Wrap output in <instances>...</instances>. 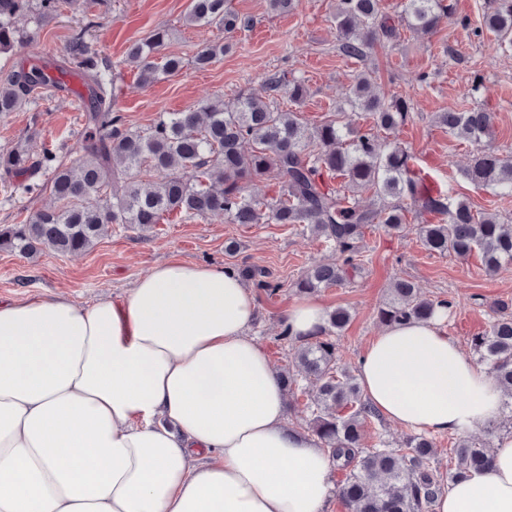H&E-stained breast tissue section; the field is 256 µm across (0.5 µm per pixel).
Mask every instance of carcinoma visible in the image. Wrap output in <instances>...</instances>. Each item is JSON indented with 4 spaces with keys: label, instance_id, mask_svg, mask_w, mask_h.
<instances>
[{
    "label": "carcinoma",
    "instance_id": "carcinoma-1",
    "mask_svg": "<svg viewBox=\"0 0 512 512\" xmlns=\"http://www.w3.org/2000/svg\"><path fill=\"white\" fill-rule=\"evenodd\" d=\"M76 0H0V53L26 37L17 19L31 11L37 19H53ZM400 21L412 32H435L453 6L445 0H400ZM186 20L214 26L225 35L248 27L227 0H191ZM340 53L362 61L374 43L389 37L394 28L384 13L382 0H337L334 15ZM87 27L74 32L61 72L78 74L88 88L89 112L81 154L65 164L51 151L33 159L29 150L16 146L0 152V174L27 177L18 186L27 192L49 189L60 202L41 209L17 224H0V251L36 256L45 252L69 254L92 249L108 224L135 225L150 231L171 214L222 217L230 224H288L309 230L333 245L338 257L307 270L296 283L298 292L315 294L343 283L359 268L360 243L375 224L398 231L406 213L444 215L439 224H421L420 239L433 253L468 257L478 253L491 274L512 260V225L487 213H476L469 203L450 202L426 184L412 154L397 143L380 145L378 136L361 132L336 119L309 126L300 113L280 108V99L298 103L305 84L293 73L280 70L267 75L260 89L239 91L235 104L220 99L185 112H162L146 133L128 128L113 110L115 84L112 62L100 57L87 41ZM482 28L504 45H512V0H488ZM169 40V31L156 29L146 40L128 49L126 61L138 70L142 83L159 74L174 75L183 60L156 56ZM232 43L205 46L194 58L204 69L229 52ZM48 77L36 70L11 72L0 78V113L14 112ZM370 79L359 73L346 89V109L372 117L374 127L395 130L409 118V100L385 99L369 91ZM439 125L465 141L479 142L489 135L493 115L483 109L437 114ZM156 173L149 189L141 188L143 169ZM52 172L50 184L32 181L41 170ZM465 177L512 196V161L491 147L474 156ZM271 178L275 195L256 199L249 182ZM370 190L376 203L365 206L355 198ZM245 281L266 296L280 291L281 283L264 269L238 267ZM457 306L454 300H425L408 280L393 283L391 298L379 309L388 325L401 320L429 321ZM350 312H328V326L300 344L292 368L280 373L286 390L297 379L309 381L312 390L303 403L311 415L310 428L344 472L339 497L346 512H431L436 499L451 483L489 465L492 449L467 440L453 443L448 471L437 467L433 440L413 434L395 450L385 441L363 446L365 425L379 414L364 397L357 378L341 363L335 335L350 322ZM471 347L487 364L503 391L512 399V313L502 303L489 330L472 337Z\"/></svg>",
    "mask_w": 512,
    "mask_h": 512
}]
</instances>
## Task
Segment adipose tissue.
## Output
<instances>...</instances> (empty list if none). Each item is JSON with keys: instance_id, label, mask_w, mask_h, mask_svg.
I'll use <instances>...</instances> for the list:
<instances>
[{"instance_id": "1", "label": "adipose tissue", "mask_w": 512, "mask_h": 512, "mask_svg": "<svg viewBox=\"0 0 512 512\" xmlns=\"http://www.w3.org/2000/svg\"><path fill=\"white\" fill-rule=\"evenodd\" d=\"M255 315L233 267L178 259L117 299L0 301V512H325L333 463L289 430L284 387L248 334ZM326 322L312 300L283 317L297 343ZM357 374L410 430L501 416V385L435 319L385 327ZM432 512H512V432Z\"/></svg>"}]
</instances>
